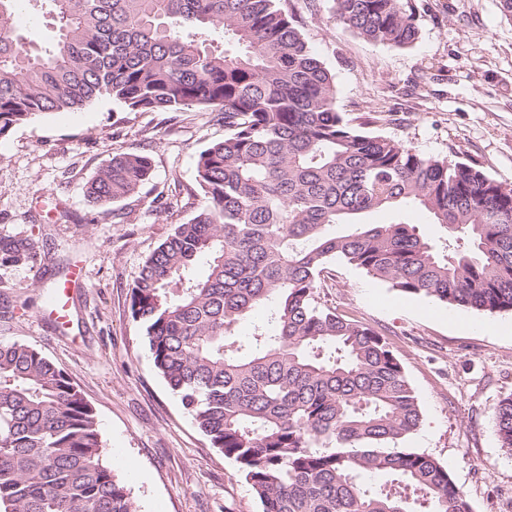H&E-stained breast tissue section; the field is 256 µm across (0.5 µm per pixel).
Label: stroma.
Segmentation results:
<instances>
[{
  "mask_svg": "<svg viewBox=\"0 0 512 512\" xmlns=\"http://www.w3.org/2000/svg\"><path fill=\"white\" fill-rule=\"evenodd\" d=\"M288 3L347 118L512 187V18L499 0H408L418 38L407 48L337 26L332 0ZM223 137L210 110L132 112L109 97L0 136V241L30 243L34 256L0 259V339L71 376L139 512H261L235 462L156 372L129 312L143 259L195 213L197 154ZM118 151L151 154L153 176L136 196L96 203L86 184ZM66 282L61 320L44 298ZM316 299L382 333L398 355L422 412L405 447L447 466L473 512H512V454L494 420L512 394V311L405 295L342 260L328 264Z\"/></svg>",
  "mask_w": 512,
  "mask_h": 512,
  "instance_id": "1",
  "label": "stroma"
}]
</instances>
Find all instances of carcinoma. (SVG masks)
<instances>
[{"label": "carcinoma", "instance_id": "cac0c4a2", "mask_svg": "<svg viewBox=\"0 0 512 512\" xmlns=\"http://www.w3.org/2000/svg\"><path fill=\"white\" fill-rule=\"evenodd\" d=\"M31 2L0 0V136L102 96L224 122L196 157L194 217L145 258L129 310L154 368L262 512H472L445 465L399 447L422 414L387 340L316 291L340 258L404 294L512 311V188L355 126L285 0H49L48 50L17 26ZM333 12L372 43L417 39L403 0H333ZM152 171L148 154H115L88 194L130 198ZM382 210L393 221L364 222ZM409 210L443 225L448 244ZM269 303L272 329L237 338ZM495 426L512 452V394ZM0 512H137L103 462L94 407L37 349L4 340Z\"/></svg>", "mask_w": 512, "mask_h": 512}]
</instances>
